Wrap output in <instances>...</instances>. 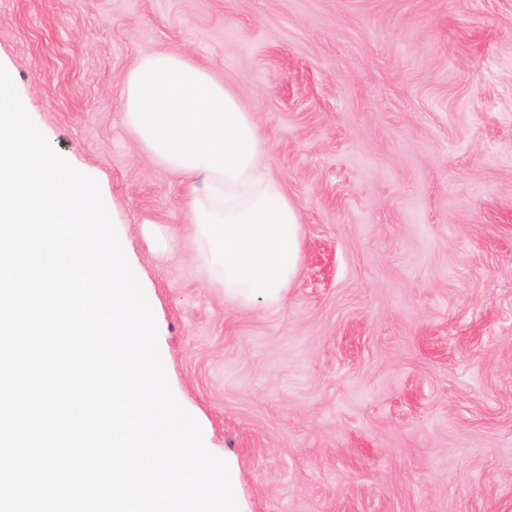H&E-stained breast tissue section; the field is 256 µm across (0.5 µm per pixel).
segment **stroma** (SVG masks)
<instances>
[{
  "instance_id": "35a3bbf8",
  "label": "stroma",
  "mask_w": 512,
  "mask_h": 512,
  "mask_svg": "<svg viewBox=\"0 0 512 512\" xmlns=\"http://www.w3.org/2000/svg\"><path fill=\"white\" fill-rule=\"evenodd\" d=\"M167 50L253 114L301 216L283 303L209 286L184 185L122 124ZM0 65L98 182L247 512H512V0H0Z\"/></svg>"
}]
</instances>
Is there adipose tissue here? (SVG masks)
Returning <instances> with one entry per match:
<instances>
[{
	"mask_svg": "<svg viewBox=\"0 0 512 512\" xmlns=\"http://www.w3.org/2000/svg\"><path fill=\"white\" fill-rule=\"evenodd\" d=\"M121 102L125 126L189 190L187 236L208 283L240 306L281 302L301 268L302 224L260 166L252 113L176 50L139 59Z\"/></svg>",
	"mask_w": 512,
	"mask_h": 512,
	"instance_id": "1",
	"label": "adipose tissue"
}]
</instances>
